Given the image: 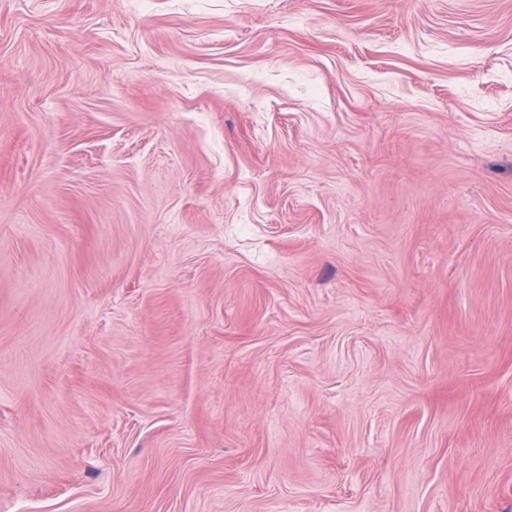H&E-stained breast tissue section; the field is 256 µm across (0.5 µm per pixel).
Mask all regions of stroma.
Segmentation results:
<instances>
[{
	"label": "stroma",
	"instance_id": "stroma-1",
	"mask_svg": "<svg viewBox=\"0 0 512 512\" xmlns=\"http://www.w3.org/2000/svg\"><path fill=\"white\" fill-rule=\"evenodd\" d=\"M0 512H512V0H0Z\"/></svg>",
	"mask_w": 512,
	"mask_h": 512
}]
</instances>
